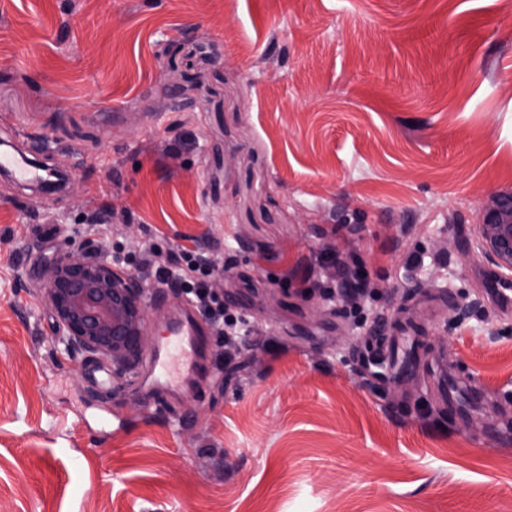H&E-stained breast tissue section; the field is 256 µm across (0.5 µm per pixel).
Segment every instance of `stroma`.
<instances>
[{
	"label": "stroma",
	"mask_w": 512,
	"mask_h": 512,
	"mask_svg": "<svg viewBox=\"0 0 512 512\" xmlns=\"http://www.w3.org/2000/svg\"><path fill=\"white\" fill-rule=\"evenodd\" d=\"M0 512H512V312L476 224L512 188V0H0ZM202 248L248 330L189 395L66 351L52 260ZM361 259L364 308L326 297ZM422 254L410 268L406 259ZM150 301L155 351L187 303ZM407 321L413 369L356 364ZM447 351L465 418L426 371Z\"/></svg>",
	"instance_id": "obj_1"
}]
</instances>
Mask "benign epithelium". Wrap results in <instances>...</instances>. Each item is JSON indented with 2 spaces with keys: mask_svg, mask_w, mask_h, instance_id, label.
Returning a JSON list of instances; mask_svg holds the SVG:
<instances>
[{
  "mask_svg": "<svg viewBox=\"0 0 512 512\" xmlns=\"http://www.w3.org/2000/svg\"><path fill=\"white\" fill-rule=\"evenodd\" d=\"M476 229L479 249L497 276L512 278V190L492 197ZM44 297L68 351L89 353L124 370L147 343L150 296L118 260L57 258L46 269Z\"/></svg>",
  "mask_w": 512,
  "mask_h": 512,
  "instance_id": "1",
  "label": "benign epithelium"
}]
</instances>
